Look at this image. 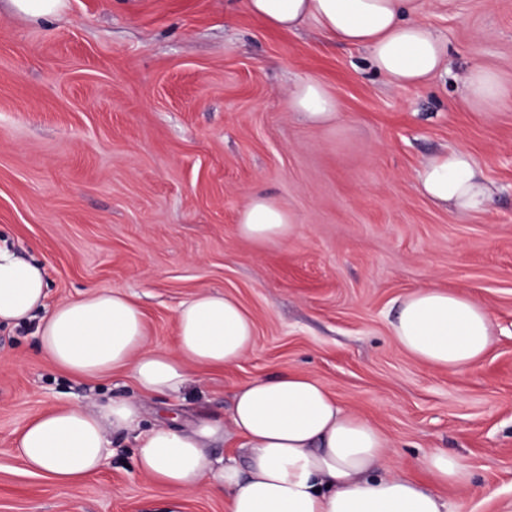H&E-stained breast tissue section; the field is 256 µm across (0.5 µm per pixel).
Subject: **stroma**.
Masks as SVG:
<instances>
[{"label":"stroma","instance_id":"obj_1","mask_svg":"<svg viewBox=\"0 0 512 512\" xmlns=\"http://www.w3.org/2000/svg\"><path fill=\"white\" fill-rule=\"evenodd\" d=\"M448 70L395 87L368 53L314 26L266 28L240 0H67L59 20L0 13V243L43 266L48 301L118 288L144 312L151 345H174L181 303L236 298L253 350L198 371L169 410L226 419L236 384L301 371L390 439L392 468L464 456L474 491L442 489L449 512H499L512 497V0H435L425 15ZM496 68L494 111L464 99L463 72ZM322 81L342 120L289 111L298 80ZM471 153L493 191L460 213L417 189L429 156ZM296 230L258 246L237 230L249 198ZM424 285L484 304L494 341L476 367H427L390 334L400 299ZM36 321L0 327V512H164L172 493L140 474L129 435L108 467L61 487L31 473L16 440L63 404L134 393L125 375L76 381L37 349Z\"/></svg>","mask_w":512,"mask_h":512}]
</instances>
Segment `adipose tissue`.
Wrapping results in <instances>:
<instances>
[{"label":"adipose tissue","mask_w":512,"mask_h":512,"mask_svg":"<svg viewBox=\"0 0 512 512\" xmlns=\"http://www.w3.org/2000/svg\"><path fill=\"white\" fill-rule=\"evenodd\" d=\"M432 0H241L266 27L292 31L314 25L328 40L368 50L373 69L396 87L421 86L444 70L448 49L423 22ZM467 100L495 109L507 87L495 69L476 64L463 76ZM288 109L313 126L337 124L340 104L318 80L288 89ZM422 193L440 206L486 211L490 189L473 157L453 149L427 158L418 172ZM287 210L252 196L238 216L241 237L259 246L292 235ZM46 277L37 263L0 245V324L36 321L38 348L75 380L121 372L134 395L91 405L65 404L29 419L19 451L34 472L69 487L106 467L109 437L135 441L136 469L175 491L167 512H181L182 492L205 488L225 512H448L439 490L472 485L467 461L425 455V479L388 467L391 444L369 419L342 408L317 380L298 371L235 386L228 421L201 418L143 427V397H180L196 370L231 367L255 345L250 315L230 295L203 291L175 316L176 344H149L143 312L122 290L93 289L47 306ZM390 329L418 362L465 371L493 342L494 322L479 301L435 286L409 291ZM238 436L245 468L217 465L211 450Z\"/></svg>","instance_id":"obj_1"}]
</instances>
